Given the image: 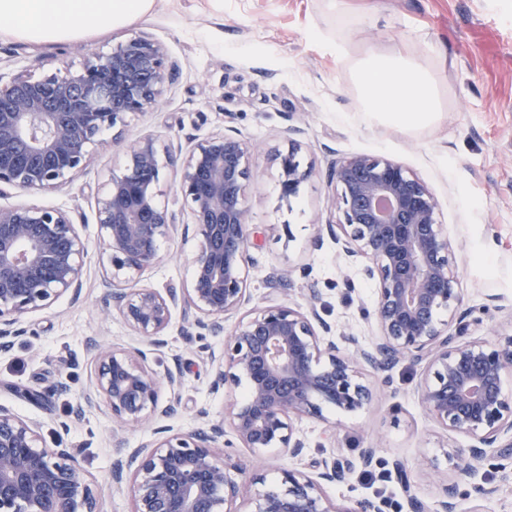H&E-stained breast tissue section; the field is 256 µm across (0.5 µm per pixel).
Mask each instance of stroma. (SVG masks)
<instances>
[{"mask_svg":"<svg viewBox=\"0 0 512 512\" xmlns=\"http://www.w3.org/2000/svg\"><path fill=\"white\" fill-rule=\"evenodd\" d=\"M338 18L332 0H158L132 27H103L80 41L34 43L0 33V84L20 74L41 78L79 69L91 52H108L131 31L161 40L179 67L172 88L151 111L130 115L126 138L150 135L169 154L157 187L162 205L184 214L176 192L179 164L191 142L234 131L254 143L258 183L248 195L249 223L257 237L250 249L247 310L271 300L301 304L308 289L318 294L320 315L348 323L363 340L376 336L369 314L375 286L357 268L336 257L331 238L315 242L317 223L334 221V192L327 179L332 159L353 154L399 161L423 179L439 203V221L455 241L464 307L483 309L481 323L463 320L465 338L492 339L500 313L490 301L512 305V0H344ZM344 44L350 57L368 51L420 60L433 74L441 116L432 127L406 132L366 123L355 112L356 88L348 59L336 55ZM301 145L303 163L313 170L297 197H279L275 150L289 140ZM125 162L122 145L105 144L73 182L50 193L5 188L0 205L46 204L70 211L86 250L78 300L61 297L49 307L23 315L21 335L0 350V406L36 421L49 446L72 448L100 490L99 512H132L128 486L112 483V434L118 422L103 404L72 421L68 408L93 385V355L87 343L120 350L140 346L124 321L108 311L102 281L108 267L95 216L98 187ZM287 224L290 235L269 227ZM199 240L172 234L159 246L158 259L139 281L154 288H181L192 273ZM288 266L287 289L273 291L267 279ZM224 352L223 335L189 325L174 312L162 346L149 359L157 374L181 369L179 411L126 431L128 447L154 437L156 430L189 433L220 420L224 407L241 398L232 387L213 392L212 361ZM394 391L378 390L373 403L356 413L327 406L321 417L296 423L308 449L291 459L267 450L241 448L233 433L225 440L231 455L248 461L250 472L275 483L284 468L309 464L342 449L381 440L379 457L400 458L409 468L420 460L441 470L453 468L469 438L447 431L424 414L417 388L420 367L399 363ZM41 393L33 402L25 391ZM476 482L493 490L479 499L470 482L459 486L458 512H512V468L487 467ZM328 494L343 501L382 496L388 512H408L406 495L395 481L356 471L349 483Z\"/></svg>","mask_w":512,"mask_h":512,"instance_id":"obj_1","label":"stroma"}]
</instances>
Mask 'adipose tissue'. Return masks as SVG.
<instances>
[{
	"label": "adipose tissue",
	"mask_w": 512,
	"mask_h": 512,
	"mask_svg": "<svg viewBox=\"0 0 512 512\" xmlns=\"http://www.w3.org/2000/svg\"><path fill=\"white\" fill-rule=\"evenodd\" d=\"M157 0H0V30L32 42H66L123 28ZM357 109L372 123L416 131L440 118L434 78L417 59L371 54L355 61Z\"/></svg>",
	"instance_id": "adipose-tissue-1"
}]
</instances>
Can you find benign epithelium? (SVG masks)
Instances as JSON below:
<instances>
[{
  "mask_svg": "<svg viewBox=\"0 0 512 512\" xmlns=\"http://www.w3.org/2000/svg\"><path fill=\"white\" fill-rule=\"evenodd\" d=\"M178 65L153 35L134 32L106 54L92 52L80 70L35 79L17 76L0 88V185L52 192L90 164L106 132L122 142L127 118L155 107L175 83ZM292 140L277 154L280 198L290 200L312 175ZM126 163L97 196V219L110 264L106 298L148 345L163 344L180 304L184 319L212 333L246 301L251 231L247 207L253 145L229 134L194 142L181 163L176 191L189 222L157 203L162 168L151 137L129 143ZM332 206L339 222L319 225L349 263L363 258L362 274L377 280L372 313L378 335L370 342L347 324L324 320L318 295L302 305L268 304L228 333L212 379L216 390L246 385L247 395L227 409L241 447L253 453L279 448L299 458L306 448L295 421L322 416V406L355 412L375 398L370 376L384 386L390 371L408 360L423 368L418 399L424 413L446 430L470 439L455 469L474 477L492 459H512V332L493 341L451 332L462 308L453 243L438 222L428 185L400 162L354 154L330 163ZM194 234L199 249L184 288H135V276L158 257L160 240L177 228ZM85 244L72 216L52 206H0V349L11 346L18 316L63 296L79 297ZM448 318H442L443 313ZM141 349L99 347L94 388L70 405L81 419L101 400L123 427L155 415H172L178 397L160 400L161 381ZM224 423L190 434L163 435L120 456L112 482L127 480L132 512H241L247 465L218 448ZM376 440L350 458L338 450L315 462V471H281L279 483L249 498L248 512H384L386 502L364 498L347 505L326 487L347 483L355 469L380 465ZM407 495L409 512H457L458 485L438 467L420 477L437 489L435 506L414 493L404 462L386 471ZM0 512H97V495L71 448H50L38 426L0 406Z\"/></svg>",
  "mask_w": 512,
  "mask_h": 512,
  "instance_id": "7a95c632",
  "label": "benign epithelium"
}]
</instances>
